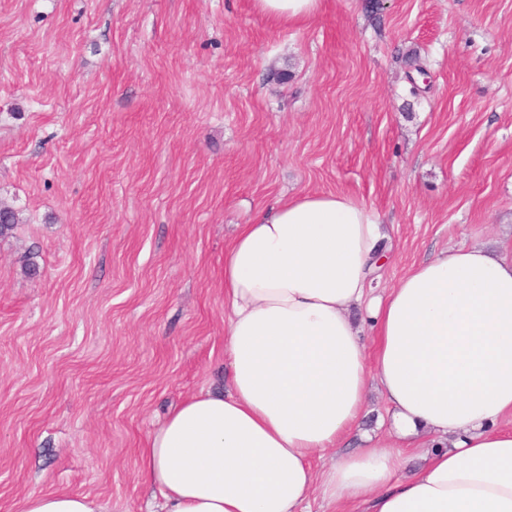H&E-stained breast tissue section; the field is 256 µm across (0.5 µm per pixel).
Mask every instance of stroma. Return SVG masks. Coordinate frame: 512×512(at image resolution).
Listing matches in <instances>:
<instances>
[{"instance_id": "stroma-1", "label": "stroma", "mask_w": 512, "mask_h": 512, "mask_svg": "<svg viewBox=\"0 0 512 512\" xmlns=\"http://www.w3.org/2000/svg\"><path fill=\"white\" fill-rule=\"evenodd\" d=\"M369 1L288 26L252 0H0V512H147L138 450L227 388L224 251L274 201L375 209L383 288L512 247V0ZM103 506L82 493H32L22 502L21 512H103Z\"/></svg>"}]
</instances>
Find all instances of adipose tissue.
Wrapping results in <instances>:
<instances>
[{"label":"adipose tissue","instance_id":"ef3b65f1","mask_svg":"<svg viewBox=\"0 0 512 512\" xmlns=\"http://www.w3.org/2000/svg\"><path fill=\"white\" fill-rule=\"evenodd\" d=\"M322 3L253 0L288 25ZM387 234L341 192L239 226L221 274L229 389L183 401L138 451L159 512H307L314 496L341 512H512V253L445 250L375 297ZM372 381L387 432L328 460L365 418ZM21 512L103 507L32 493Z\"/></svg>","mask_w":512,"mask_h":512}]
</instances>
